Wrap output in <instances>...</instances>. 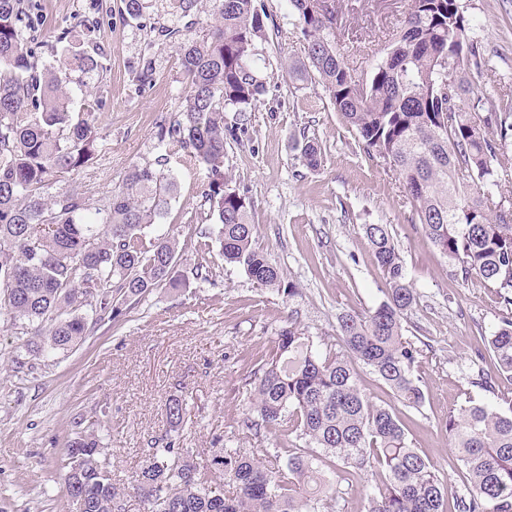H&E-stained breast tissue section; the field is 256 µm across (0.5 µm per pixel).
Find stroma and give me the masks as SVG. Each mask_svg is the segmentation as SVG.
I'll list each match as a JSON object with an SVG mask.
<instances>
[{
	"label": "stroma",
	"mask_w": 512,
	"mask_h": 512,
	"mask_svg": "<svg viewBox=\"0 0 512 512\" xmlns=\"http://www.w3.org/2000/svg\"><path fill=\"white\" fill-rule=\"evenodd\" d=\"M471 37L488 53L489 68L476 77L480 91L512 88V0H461ZM35 37L43 63L53 62L62 31L97 53L100 71L69 75L73 111H94L98 152L92 164L62 174L54 191L78 190L92 202L107 199L129 166L164 170L177 184L161 228H172L182 247L175 268L186 288H160L129 309L119 323L105 320L67 352L46 358L27 354L26 335L0 313V512H74L64 481L66 448L76 432L95 430L110 461L114 485L124 492V512H146L133 490L151 440L168 430L166 402L185 397L181 447L210 467L217 445L286 447L284 432L254 435L241 422L250 409V377L267 359L279 330L295 323L315 350L341 351L337 318L365 313L387 298V286L363 233L387 225L416 293L403 335L418 350L415 374L424 390L420 408L405 406L363 364L358 384L374 405L391 406L413 448L445 480L450 494L466 478L446 430L449 412L467 401L507 406L512 378L496 372L486 339L512 310L492 286L452 275L448 261L411 223L398 174L386 160L359 148L317 80L288 73L303 59L302 25L289 0H261L268 41L258 44L256 68L270 80L267 102L245 114L226 113L245 133L228 148L225 165L245 192L256 226V244L292 282L290 296L259 286L226 264L218 246L207 255L208 280L192 277L201 231L213 222L205 194L209 175L186 162L179 145L160 138L182 109L188 91L178 47L203 34L215 18L179 0H144L129 17L123 0H39ZM341 8L339 47L360 71L372 73L387 48L385 35L399 27L409 0H336ZM318 141V170L303 165L296 138ZM494 374L495 389L474 386L478 370ZM338 493L333 512H366L380 477H352L340 460L325 462Z\"/></svg>",
	"instance_id": "stroma-1"
}]
</instances>
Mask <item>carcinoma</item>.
Listing matches in <instances>:
<instances>
[{"label": "carcinoma", "instance_id": "carcinoma-1", "mask_svg": "<svg viewBox=\"0 0 512 512\" xmlns=\"http://www.w3.org/2000/svg\"><path fill=\"white\" fill-rule=\"evenodd\" d=\"M30 0H0V309L28 330V353L65 351L104 316L155 288H180L175 234L155 227L174 196L162 171L133 165L121 186L94 206L78 191L48 193L57 176L92 163L97 133L90 113L66 101L67 72L101 67L74 50L38 72L32 46ZM217 23L180 46L188 83L178 118L160 134L188 160L210 172L208 201L214 240L224 262L241 267L260 286L296 294L280 269L254 246L250 202L225 171L227 146L242 129L224 113L265 102L267 81L255 70L267 12L256 0H206ZM302 23L305 60L290 72L317 78L343 122L367 154L387 160L402 179L412 218L463 278L475 275L512 304V206L491 187L512 168L504 141L512 136V94L486 96L471 76L486 67L485 46L469 36L460 0H411L402 27L371 75L350 66L331 39L336 11L314 0H289ZM300 158L321 166V147L302 135ZM387 285V300L365 315L338 317L343 350L319 353L290 324L251 381L252 413L242 426L255 433L280 428L303 447L287 448L286 462L264 464L268 451L222 448L212 462L224 469L230 492L213 485L187 448L176 447L187 403L168 400L170 431L148 448V464L134 490L149 512H319L333 499L322 459H340L355 474L376 466L388 479L369 497L368 512H447L448 486L411 442L390 406L360 391L354 362L369 367L405 405L425 399L414 374L417 350L402 334L416 302L403 260L384 224L364 225ZM497 370L512 378V318L487 338ZM448 437L468 476L454 512H512V405L469 404L448 414ZM69 496L83 512H117L107 454L82 431L67 446Z\"/></svg>", "mask_w": 512, "mask_h": 512}]
</instances>
